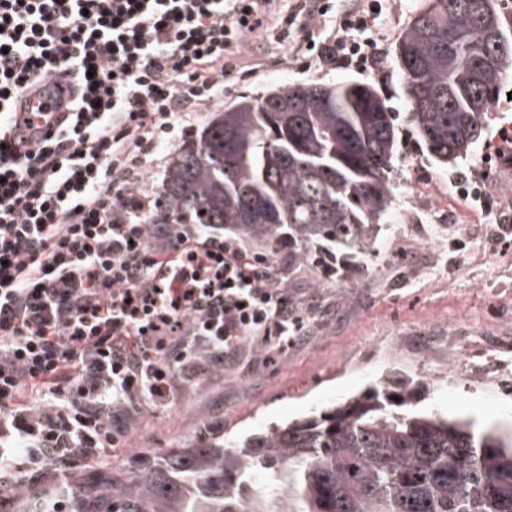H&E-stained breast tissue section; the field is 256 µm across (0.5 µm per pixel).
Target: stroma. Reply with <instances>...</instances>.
<instances>
[{
	"label": "stroma",
	"mask_w": 512,
	"mask_h": 512,
	"mask_svg": "<svg viewBox=\"0 0 512 512\" xmlns=\"http://www.w3.org/2000/svg\"><path fill=\"white\" fill-rule=\"evenodd\" d=\"M422 0H384L377 49L378 71H359L322 60L306 69L301 52L307 42L332 33L320 25L299 29L294 46L264 35L250 36L232 58L251 76L224 82V103L257 96L295 83L373 84L400 129L395 192L396 221L380 225L379 245L358 259L313 267L289 255L270 259L303 323L294 336L248 344L235 370L201 377L185 385L162 408L136 410L134 426L111 466L73 467L74 481L104 474L114 483L129 478L140 456L188 448L203 436L233 434L323 408L365 389L383 371L413 373L430 384L426 406L474 419L480 427L512 433V391L460 377L447 380V336L451 330L477 335L512 332V239L495 240L491 224L512 220V155L497 167L481 164L499 148L497 131L512 125V78L502 82L481 138L467 157L450 168L428 161L410 132L408 109L393 49ZM485 193L486 205L460 198L453 182ZM324 287H317V280Z\"/></svg>",
	"instance_id": "1"
}]
</instances>
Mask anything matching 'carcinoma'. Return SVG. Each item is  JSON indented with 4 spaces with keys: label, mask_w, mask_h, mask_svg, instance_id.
<instances>
[{
    "label": "carcinoma",
    "mask_w": 512,
    "mask_h": 512,
    "mask_svg": "<svg viewBox=\"0 0 512 512\" xmlns=\"http://www.w3.org/2000/svg\"><path fill=\"white\" fill-rule=\"evenodd\" d=\"M498 0H424L394 59L416 139L453 166L480 139L512 48ZM399 127L366 82L241 97L172 153L156 224L227 225L324 264L372 252L390 220ZM70 512H512V437L380 381L321 411L145 459L120 489L68 486ZM57 492L26 502L51 512Z\"/></svg>",
    "instance_id": "obj_1"
}]
</instances>
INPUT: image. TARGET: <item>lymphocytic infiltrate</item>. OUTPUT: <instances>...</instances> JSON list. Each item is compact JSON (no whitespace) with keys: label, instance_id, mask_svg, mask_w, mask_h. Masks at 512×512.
Wrapping results in <instances>:
<instances>
[{"label":"lymphocytic infiltrate","instance_id":"lymphocytic-infiltrate-1","mask_svg":"<svg viewBox=\"0 0 512 512\" xmlns=\"http://www.w3.org/2000/svg\"><path fill=\"white\" fill-rule=\"evenodd\" d=\"M381 0L345 14L312 58L376 64ZM324 0H0V471L70 479L108 464L132 401L233 367L248 342L295 328L298 309L260 255L205 224H153L160 145L224 103L246 37L329 18ZM72 79L44 131L15 100Z\"/></svg>","mask_w":512,"mask_h":512}]
</instances>
